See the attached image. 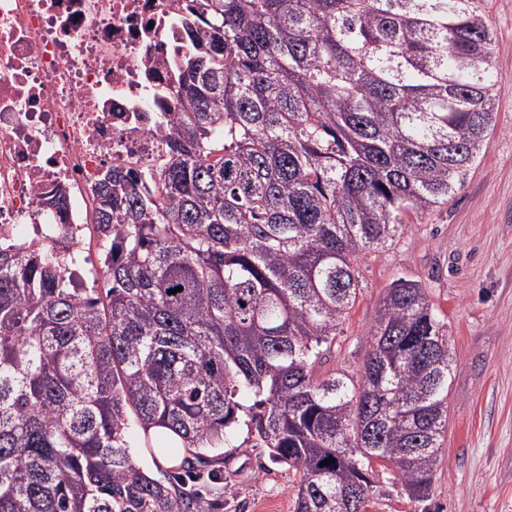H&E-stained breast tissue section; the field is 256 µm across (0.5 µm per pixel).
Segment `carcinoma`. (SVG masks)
<instances>
[{
	"label": "carcinoma",
	"mask_w": 512,
	"mask_h": 512,
	"mask_svg": "<svg viewBox=\"0 0 512 512\" xmlns=\"http://www.w3.org/2000/svg\"><path fill=\"white\" fill-rule=\"evenodd\" d=\"M484 6L195 0L164 158L97 183L106 287L0 241V512H194L133 424L197 482L244 425L300 475L295 512H366L375 461L429 501L452 359L426 288L391 284L357 373L316 365L359 257L448 203L495 123ZM142 435V431L138 430L135 434V437L132 441V448H129L130 454L135 460V463L142 468L143 470L149 472L154 478L158 480H162L166 482L168 480V474L172 472H177L176 469H167V468H157L153 463L151 458L144 454L146 451L143 448H136L141 445L140 437Z\"/></svg>",
	"instance_id": "carcinoma-1"
}]
</instances>
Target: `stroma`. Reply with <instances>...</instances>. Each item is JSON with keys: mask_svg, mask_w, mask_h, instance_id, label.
Here are the masks:
<instances>
[{"mask_svg": "<svg viewBox=\"0 0 512 512\" xmlns=\"http://www.w3.org/2000/svg\"><path fill=\"white\" fill-rule=\"evenodd\" d=\"M485 15L496 43L495 125L448 204L409 214L392 245L360 257L362 289L320 367L357 372L390 284L426 287L453 354L434 512H512V0H486ZM247 438L240 425L207 450L224 478L201 486L202 512H293L298 475ZM374 473L367 512H410L390 464Z\"/></svg>", "mask_w": 512, "mask_h": 512, "instance_id": "stroma-1", "label": "stroma"}]
</instances>
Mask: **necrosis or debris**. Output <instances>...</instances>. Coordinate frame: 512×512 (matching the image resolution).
Listing matches in <instances>:
<instances>
[{"label": "necrosis or debris", "instance_id": "1", "mask_svg": "<svg viewBox=\"0 0 512 512\" xmlns=\"http://www.w3.org/2000/svg\"><path fill=\"white\" fill-rule=\"evenodd\" d=\"M193 0H0V238L53 217L81 258L108 168L161 160Z\"/></svg>", "mask_w": 512, "mask_h": 512}]
</instances>
